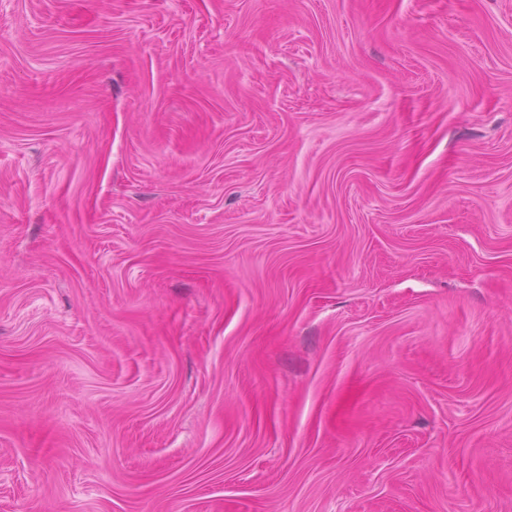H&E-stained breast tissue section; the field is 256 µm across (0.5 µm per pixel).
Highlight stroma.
<instances>
[{"instance_id":"stroma-1","label":"stroma","mask_w":512,"mask_h":512,"mask_svg":"<svg viewBox=\"0 0 512 512\" xmlns=\"http://www.w3.org/2000/svg\"><path fill=\"white\" fill-rule=\"evenodd\" d=\"M0 512H512V0H0Z\"/></svg>"}]
</instances>
